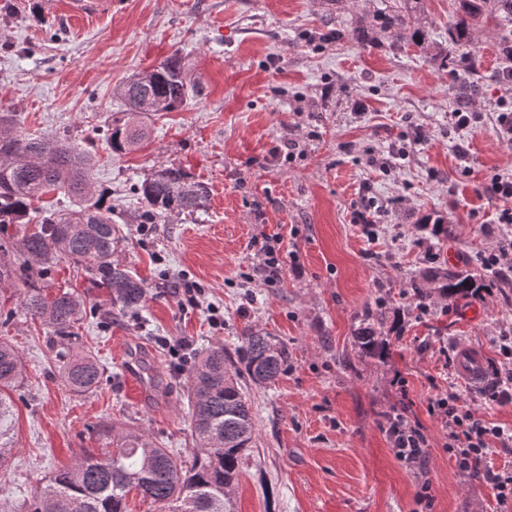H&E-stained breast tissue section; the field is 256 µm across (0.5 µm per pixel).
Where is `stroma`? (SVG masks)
<instances>
[{
  "instance_id": "stroma-1",
  "label": "stroma",
  "mask_w": 512,
  "mask_h": 512,
  "mask_svg": "<svg viewBox=\"0 0 512 512\" xmlns=\"http://www.w3.org/2000/svg\"><path fill=\"white\" fill-rule=\"evenodd\" d=\"M70 0H10L0 10V112L18 130L77 144L96 159L92 181L104 191L124 240L117 257L144 282L140 310L123 313L91 289L67 261L40 286L87 299L80 347L104 366L99 386L78 395L59 377L46 326L20 308L0 312V339L20 352L24 380L13 390L15 448L0 466V512L33 498L54 472L87 453L112 450L136 431L195 454L185 368L203 347L235 349L248 330L288 348L275 383L243 380L254 439L229 490L235 512H512L479 474L449 459L432 390L457 380L454 346L479 347L489 372L512 370L500 351L512 337V278L488 269L496 244L512 242L498 223L502 201L485 190L512 180V145L501 143L495 108L512 99V70L496 20L474 22L470 50L480 62L477 126L454 129L466 65L448 39L463 16L459 0H117L110 13L69 17ZM391 10L419 18L418 46L380 34ZM179 55L197 90L179 109L146 116L151 137L111 154L106 130L123 109V81ZM164 167L203 183L209 198L194 215L171 214L139 232L142 181ZM369 209L372 232L353 221ZM445 218L448 237L423 230ZM281 237L292 260L281 277H256L259 241ZM446 267L490 279L463 298H434L421 313L411 277ZM205 291L191 307L184 283ZM224 313L210 323L208 305ZM385 320L374 332L378 358L358 337L367 309ZM145 362L140 392L124 382L130 361ZM461 402L512 430V401L462 386ZM400 413L426 437L424 468L395 455L384 430ZM429 484L431 503L417 501Z\"/></svg>"
}]
</instances>
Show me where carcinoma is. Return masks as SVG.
Segmentation results:
<instances>
[{
    "instance_id": "1",
    "label": "carcinoma",
    "mask_w": 512,
    "mask_h": 512,
    "mask_svg": "<svg viewBox=\"0 0 512 512\" xmlns=\"http://www.w3.org/2000/svg\"><path fill=\"white\" fill-rule=\"evenodd\" d=\"M502 36L512 35V0H495ZM399 13L386 14L381 30L409 34L416 45L426 39L417 26ZM450 41L467 47L471 24L462 20L449 33ZM155 77L123 83L125 109L110 119L107 142L113 153H127L150 136L138 116L154 103L172 112L186 101L189 90L184 63L172 56L154 67ZM94 156L75 145L26 135L13 126L7 112L0 113V224H14L16 233L0 240V308L12 302L32 319L50 329V338L78 339L75 324L86 314L84 298L71 291L48 296L34 282L42 280L52 264L68 259L81 266L89 282L108 290L112 307L121 311L140 308L143 282L113 259L122 239L120 225L112 222V208L94 197ZM152 224L170 213H194L206 206L208 190L176 168H164L139 187ZM68 194L76 207L60 212L37 206L49 193ZM28 285L24 291L15 283ZM485 287L482 278L444 268L425 271L412 283L416 300L427 303L437 294L454 299ZM59 371L73 393L94 391L104 368L89 350L57 353ZM287 348L267 333L250 330L230 352L222 345L194 355L187 368L191 435L198 452L191 465L145 435L127 432L116 448L101 458L91 453L52 475L24 512H127L131 492L155 507V512H232L226 489L240 476V463L251 448L254 415L242 391L243 376L254 383L273 382L284 371ZM235 367V374L227 365ZM18 349L0 340V464L15 448L13 391L22 380Z\"/></svg>"
}]
</instances>
